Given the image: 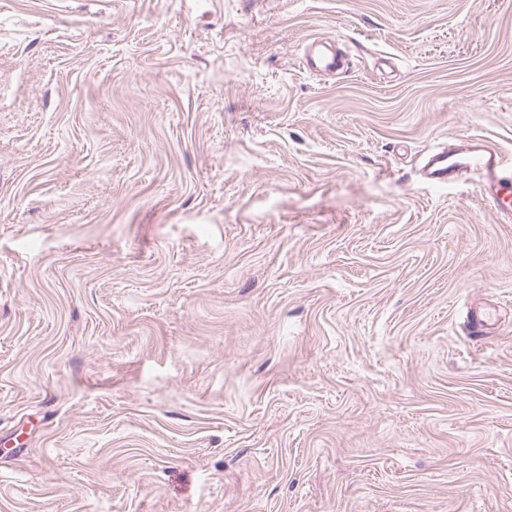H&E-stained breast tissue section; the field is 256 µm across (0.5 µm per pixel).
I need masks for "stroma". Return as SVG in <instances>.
<instances>
[{
  "label": "stroma",
  "instance_id": "35a3bbf8",
  "mask_svg": "<svg viewBox=\"0 0 512 512\" xmlns=\"http://www.w3.org/2000/svg\"><path fill=\"white\" fill-rule=\"evenodd\" d=\"M476 136L512 0H0V512H512ZM300 63L307 72L319 76L341 73L350 65L345 51H336L322 44L318 38L310 40L306 45Z\"/></svg>",
  "mask_w": 512,
  "mask_h": 512
}]
</instances>
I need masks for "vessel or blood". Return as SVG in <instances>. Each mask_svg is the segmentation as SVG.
<instances>
[{
    "instance_id": "1",
    "label": "vessel or blood",
    "mask_w": 512,
    "mask_h": 512,
    "mask_svg": "<svg viewBox=\"0 0 512 512\" xmlns=\"http://www.w3.org/2000/svg\"><path fill=\"white\" fill-rule=\"evenodd\" d=\"M300 63L307 72L319 76L345 71L350 65L346 52L332 49L317 39L306 45ZM503 165L501 155L478 142L462 153H434L424 167V175L431 185L442 187L461 170L484 171L487 179L480 187L483 199L506 222L512 223V182L498 175Z\"/></svg>"
}]
</instances>
